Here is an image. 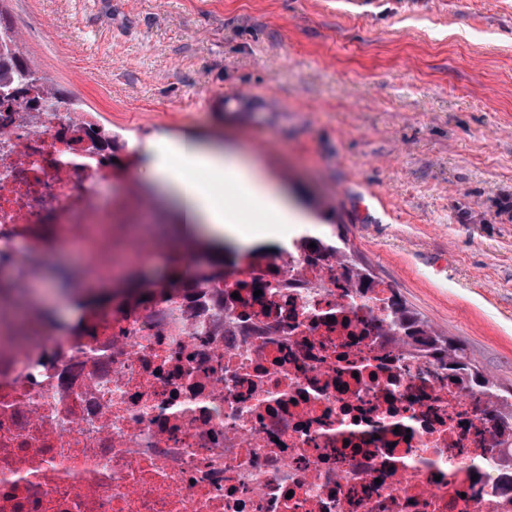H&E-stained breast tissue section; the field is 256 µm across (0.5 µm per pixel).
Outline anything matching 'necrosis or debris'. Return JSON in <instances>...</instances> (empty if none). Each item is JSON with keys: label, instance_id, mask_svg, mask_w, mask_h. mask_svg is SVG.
<instances>
[{"label": "necrosis or debris", "instance_id": "obj_1", "mask_svg": "<svg viewBox=\"0 0 512 512\" xmlns=\"http://www.w3.org/2000/svg\"><path fill=\"white\" fill-rule=\"evenodd\" d=\"M0 99V512H512L489 396L389 328L369 290L299 237L141 301L68 318L34 295L118 284L160 246L102 195L88 123L40 81ZM58 270H60L59 267L56 269L48 270L43 284L41 286L36 285L35 288H52V286H57L61 290L70 294L77 293L79 295L84 291L95 289V284L86 283L83 280H79L75 277H69L63 282L57 275Z\"/></svg>", "mask_w": 512, "mask_h": 512}]
</instances>
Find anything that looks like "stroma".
I'll return each instance as SVG.
<instances>
[{
  "label": "stroma",
  "instance_id": "stroma-1",
  "mask_svg": "<svg viewBox=\"0 0 512 512\" xmlns=\"http://www.w3.org/2000/svg\"><path fill=\"white\" fill-rule=\"evenodd\" d=\"M31 65L146 168L194 135L276 172L512 384V0H0ZM266 95L227 112L208 96Z\"/></svg>",
  "mask_w": 512,
  "mask_h": 512
}]
</instances>
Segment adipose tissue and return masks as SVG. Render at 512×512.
<instances>
[{"label": "adipose tissue", "mask_w": 512, "mask_h": 512, "mask_svg": "<svg viewBox=\"0 0 512 512\" xmlns=\"http://www.w3.org/2000/svg\"><path fill=\"white\" fill-rule=\"evenodd\" d=\"M147 166L174 192L183 238L247 251L284 242L287 225L298 234L317 231L316 219L289 201L275 174L225 160L197 141L161 140Z\"/></svg>", "instance_id": "obj_1"}]
</instances>
